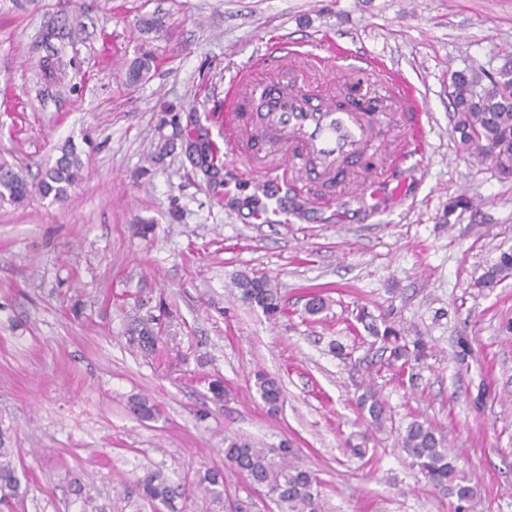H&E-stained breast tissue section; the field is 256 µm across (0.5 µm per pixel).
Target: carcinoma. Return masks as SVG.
Returning <instances> with one entry per match:
<instances>
[{"label": "carcinoma", "instance_id": "cac0c4a2", "mask_svg": "<svg viewBox=\"0 0 512 512\" xmlns=\"http://www.w3.org/2000/svg\"><path fill=\"white\" fill-rule=\"evenodd\" d=\"M85 28L81 16L60 20L47 29L44 39L74 41L76 34ZM154 63L151 53L143 51L127 69V83L131 87L141 83ZM65 62L56 53L41 64L45 79L56 85L62 79ZM453 112V132L458 134L460 152L482 160L491 159L504 177L512 176V61L492 71L466 66L451 73L448 85ZM195 151L199 166L207 173L217 174L215 149L208 139L196 141ZM81 161L74 146L62 149L53 166L47 168L40 180L33 184L21 172L0 165V200L19 203L36 191L55 201L67 198L70 189L80 179ZM512 277V252L503 251L488 265L477 280L481 288H494ZM239 299L252 307L260 308L275 319L284 312L280 294L264 275L240 273L234 279ZM359 320L369 333L390 352V365L403 370L412 361L426 357V343L417 338L409 341L394 326L379 327L370 315L361 312ZM158 322L150 313H135L127 323L126 335L139 353L145 357L156 351ZM256 393L268 411L276 413L284 401L280 383L265 374H256ZM130 411L142 420H155L161 416L160 406L148 397H134L128 403ZM358 409L380 427L385 421V404L374 391H367L358 401ZM398 447L410 458V466L443 496L456 499V512H464L474 496V488L450 456L445 435L437 426L426 420L414 419L404 433L399 435ZM224 462L245 474L250 484L261 488L279 505L281 512H320L319 480L308 469L294 461L288 443L279 448H264L254 440L233 435L224 438ZM141 498L159 501L172 507L176 498L185 497L180 486L174 484L160 471H150L137 480ZM196 488L215 502L224 500V473L219 469L200 471ZM24 497L21 482L10 459V449L5 447L0 433V505L12 509Z\"/></svg>", "mask_w": 512, "mask_h": 512}]
</instances>
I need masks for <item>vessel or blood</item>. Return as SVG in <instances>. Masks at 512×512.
Segmentation results:
<instances>
[{"label": "vessel or blood", "mask_w": 512, "mask_h": 512, "mask_svg": "<svg viewBox=\"0 0 512 512\" xmlns=\"http://www.w3.org/2000/svg\"><path fill=\"white\" fill-rule=\"evenodd\" d=\"M414 123L404 148L392 158L405 164L426 139L423 107L411 86L389 80ZM226 149L240 154V136L255 131L258 140L280 156L286 168L305 178L331 180L339 166L363 156L372 146L379 116L363 101L345 102L303 84L243 77L224 93Z\"/></svg>", "instance_id": "b4317fda"}]
</instances>
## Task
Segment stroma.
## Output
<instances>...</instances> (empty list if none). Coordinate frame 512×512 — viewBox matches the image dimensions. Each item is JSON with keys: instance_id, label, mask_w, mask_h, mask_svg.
I'll return each instance as SVG.
<instances>
[{"instance_id": "obj_1", "label": "stroma", "mask_w": 512, "mask_h": 512, "mask_svg": "<svg viewBox=\"0 0 512 512\" xmlns=\"http://www.w3.org/2000/svg\"><path fill=\"white\" fill-rule=\"evenodd\" d=\"M75 13L85 30L61 46L74 64L43 97L40 32ZM152 13L164 36L139 31ZM280 37L323 56L365 52L417 89L428 135L400 191L368 192L374 174L355 161L332 204L313 205L302 182L259 216L226 153L213 191L173 128L223 145L225 88ZM143 48L157 66L127 86ZM511 57L512 0H0V162L33 178L71 144L83 164L66 203L35 192L0 205V430L26 491L14 512H80L77 482L106 512H168L139 499L136 480L158 469L188 484L209 467L244 512H276L225 467L235 434L288 441L324 512H455L394 449L415 417L447 431L475 489L467 512H512V278L474 285L512 248V177L458 151L448 101L454 70ZM258 72L320 89L356 74L345 62L318 72L307 56ZM142 222L149 238L132 233ZM242 271L267 275L287 314L233 298ZM317 292L329 304L311 316ZM139 300L169 307L148 358L125 334ZM362 310L427 343L411 374L389 366ZM260 370L283 388L278 414L254 390ZM370 386L386 405L379 430L357 409ZM141 395L162 418L129 411ZM362 441L366 457L351 456Z\"/></svg>"}]
</instances>
